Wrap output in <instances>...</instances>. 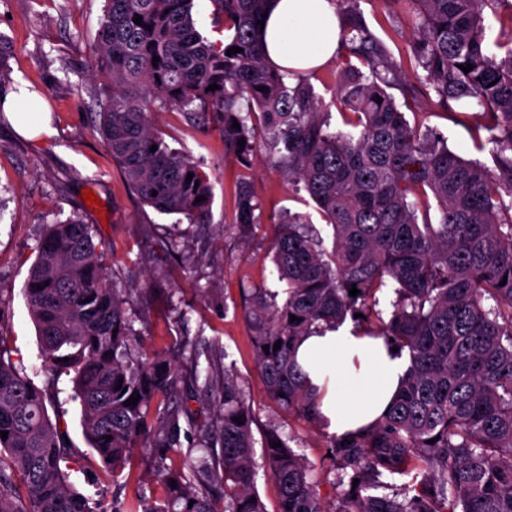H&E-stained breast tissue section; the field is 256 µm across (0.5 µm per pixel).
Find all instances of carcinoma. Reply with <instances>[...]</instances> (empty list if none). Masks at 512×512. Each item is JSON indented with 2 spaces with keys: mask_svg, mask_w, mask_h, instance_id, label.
<instances>
[{
  "mask_svg": "<svg viewBox=\"0 0 512 512\" xmlns=\"http://www.w3.org/2000/svg\"><path fill=\"white\" fill-rule=\"evenodd\" d=\"M211 2L224 17L220 46L196 30L193 0H105L92 66L109 83L97 130L112 159L143 205L205 225L211 185L154 134L155 101L199 124L217 123L224 149L243 168L261 118L279 167L303 184L334 231L328 251L314 225L282 217L272 239L280 290L243 289L269 398L320 424L295 349L303 337L349 318L380 328L411 358L377 423L329 437L340 488L330 508L292 437L277 424L265 428L262 457L278 487L277 512H512V199L503 197L512 195V14L492 47L484 11L501 0H413L416 65L442 106L460 108L456 121L474 119L490 132L480 149H488L493 172L406 120L387 91L399 66L357 10L341 18V43L368 72L341 68L335 101L353 130L336 132L310 79L266 62L258 21L270 0ZM231 47L241 52L226 55ZM467 64L473 68L466 73L460 66ZM212 84L219 88L208 90ZM199 196L205 200L197 203ZM259 210L244 177L232 219L240 235L259 223ZM96 248L92 227L77 216L46 225L38 239L23 292L46 387L14 368L0 332V431L7 432L0 512H91L62 469L72 453L67 431L48 414L46 388L63 374L80 402L85 439L112 477L134 449L154 450L162 495L146 504L137 494L126 512H266L254 488L256 414L233 366L218 364L225 353L190 338L175 357L141 346L127 316L132 298L109 278ZM390 284L396 299L386 319L376 293ZM198 391L220 393L216 423L199 424L188 410L187 393ZM136 395V405H124ZM188 427L199 433L196 448H183ZM408 475L411 482L398 488L387 482Z\"/></svg>",
  "mask_w": 512,
  "mask_h": 512,
  "instance_id": "cac0c4a2",
  "label": "carcinoma"
}]
</instances>
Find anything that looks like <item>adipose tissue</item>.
<instances>
[{
	"instance_id": "ef3b65f1",
	"label": "adipose tissue",
	"mask_w": 512,
	"mask_h": 512,
	"mask_svg": "<svg viewBox=\"0 0 512 512\" xmlns=\"http://www.w3.org/2000/svg\"><path fill=\"white\" fill-rule=\"evenodd\" d=\"M261 39L268 61L297 72L321 67L340 45L334 0H273ZM297 360L321 393L319 411L331 434L367 426L390 406L410 364L384 337L346 322L305 339Z\"/></svg>"
}]
</instances>
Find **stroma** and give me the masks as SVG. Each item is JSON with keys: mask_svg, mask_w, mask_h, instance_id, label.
<instances>
[{"mask_svg": "<svg viewBox=\"0 0 512 512\" xmlns=\"http://www.w3.org/2000/svg\"><path fill=\"white\" fill-rule=\"evenodd\" d=\"M372 37L400 63V81L391 87L410 122L443 138L449 149L466 159L490 163L488 153L473 145L470 126L454 122L410 57L417 30L413 0H356ZM104 0H0V40L13 83L37 88L46 102L54 132L29 139L0 122V298L6 299L12 359L34 380L43 383L40 345L22 294L36 258V239L43 225L71 216L91 224L108 273L128 277L135 305L134 327L148 348L168 352L181 337H202L227 354L242 381L257 424L254 435L277 423L290 433L312 467L325 474L326 429L307 424L297 414L272 402L257 368L245 318L241 291L274 285L271 242L275 224L285 213L302 216L320 231L325 246L333 229L325 224L306 192L296 190L279 168L276 156L259 147L248 169L225 152L220 129L200 125L185 113L155 107V134L176 152L191 158L213 186L211 226L203 230L179 223L141 204L125 184L103 140L92 128L98 119L100 79L90 63ZM339 49L333 60L311 78L315 93L331 113V126L344 130L334 104ZM252 181L260 202V221L249 238H241L231 222L240 176ZM102 201L101 213L85 206L83 190ZM72 383L61 376L55 384L51 419L67 429L75 453L69 480L89 500L94 512H124L126 501L141 492L146 502L159 496L149 451L136 449L126 466L139 486L106 477L81 424V406L72 400Z\"/></svg>", "mask_w": 512, "mask_h": 512, "instance_id": "1", "label": "stroma"}]
</instances>
